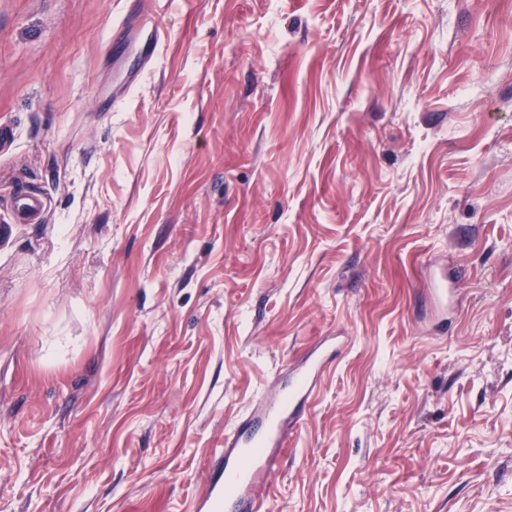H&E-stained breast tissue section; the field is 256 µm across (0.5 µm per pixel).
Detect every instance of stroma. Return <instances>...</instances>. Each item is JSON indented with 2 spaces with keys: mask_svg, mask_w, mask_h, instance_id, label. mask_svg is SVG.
<instances>
[{
  "mask_svg": "<svg viewBox=\"0 0 512 512\" xmlns=\"http://www.w3.org/2000/svg\"><path fill=\"white\" fill-rule=\"evenodd\" d=\"M153 2L0 0V512H198L328 336L265 512H512V0ZM47 199L38 192L23 193L16 196L13 205L12 224H34L44 213Z\"/></svg>",
  "mask_w": 512,
  "mask_h": 512,
  "instance_id": "1",
  "label": "stroma"
}]
</instances>
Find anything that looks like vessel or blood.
Wrapping results in <instances>:
<instances>
[{
	"mask_svg": "<svg viewBox=\"0 0 512 512\" xmlns=\"http://www.w3.org/2000/svg\"><path fill=\"white\" fill-rule=\"evenodd\" d=\"M46 206L41 193L17 195L12 224L37 222ZM12 224L0 225V235L8 236ZM340 351L335 338H327L280 378L275 392L257 401L250 416L236 424L210 462L199 512H261L264 501L257 487L273 472L287 443L289 425L299 419L326 366Z\"/></svg>",
	"mask_w": 512,
	"mask_h": 512,
	"instance_id": "b4317fda",
	"label": "vessel or blood"
}]
</instances>
